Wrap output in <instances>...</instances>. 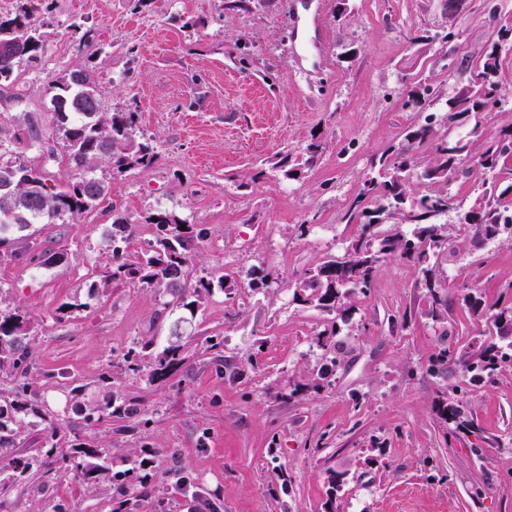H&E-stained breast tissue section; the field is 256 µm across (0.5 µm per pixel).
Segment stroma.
Returning a JSON list of instances; mask_svg holds the SVG:
<instances>
[{
  "label": "stroma",
  "instance_id": "1",
  "mask_svg": "<svg viewBox=\"0 0 512 512\" xmlns=\"http://www.w3.org/2000/svg\"><path fill=\"white\" fill-rule=\"evenodd\" d=\"M37 8L47 32L38 61L0 81V132L22 137L0 156L65 182L44 86L88 66L104 111L136 112L138 136L160 158L120 176L99 162L96 176L112 187L101 206L30 227L35 244L63 253L61 263L37 267L0 248V299L27 322L29 380L47 397L17 452L36 455L51 425L58 447L111 445L113 470L149 459V496L126 502L116 487L91 489L37 464L0 493V512H187L178 488L186 471L221 512H512V373L475 387L464 417L478 432L448 440L439 403L459 377L428 370L443 346L504 345L491 315L468 311L452 287L448 322L437 323L412 264L384 259L340 322V363L317 389L316 334L329 316L294 298L306 269L343 254L357 235L345 204L370 177L372 157L414 119L401 107L403 75L438 91L427 109L446 124V98L472 75L466 60L493 25L512 24V0H470L454 15L441 0H264L246 11L225 0H39ZM449 30L458 47L450 56L441 42ZM313 142L321 156L309 168ZM116 211L135 224L171 212L204 228L193 274L213 289L194 314L167 311L151 288H91L92 270L112 261ZM305 222L322 227L320 240L301 233ZM456 237L455 255L437 260L440 274L465 269L485 304L512 305L501 286L512 277V243H478L460 229ZM262 270L273 274L270 286ZM149 339L157 351L179 345L184 357L157 381ZM210 339L222 351L207 350ZM108 391L111 422H86L83 407ZM133 399L145 412L135 428L124 412ZM31 483L44 484L41 500L30 498Z\"/></svg>",
  "mask_w": 512,
  "mask_h": 512
}]
</instances>
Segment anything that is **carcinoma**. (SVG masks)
<instances>
[{"label": "carcinoma", "mask_w": 512, "mask_h": 512, "mask_svg": "<svg viewBox=\"0 0 512 512\" xmlns=\"http://www.w3.org/2000/svg\"><path fill=\"white\" fill-rule=\"evenodd\" d=\"M43 27L25 4L14 14L0 17V79L9 77L19 61L38 60L46 36ZM507 46L512 47V25L493 26L470 80L455 84L454 93L447 100L448 122H472L471 133L476 134L479 118L491 113L489 106H501L502 85L484 79L483 73L500 71L502 51ZM424 89L425 85L413 83L402 108L420 115L425 106L420 99ZM47 90L52 93L51 101L63 129L66 160L74 177L59 189L46 184L48 174L41 168L17 159L12 163L0 161V246L9 242L7 233L14 228L53 224L65 216L79 220L100 206L111 187L93 174L98 160H107L114 175L148 168L159 160L160 153L154 146L135 141L137 113L102 111L93 70L81 69L59 76L48 83ZM423 148L429 150V161L421 179L430 190L420 194L412 189L410 178L416 167L415 153ZM511 155L512 127L501 128L479 154L470 156L464 139H454L449 133L426 125L424 119L413 122L401 140L371 160L379 178L364 180L348 203L346 217L359 225L358 235L342 255L327 257L306 270L295 284V298L343 316L352 309V296L364 295L372 288L383 258L398 255L418 269V284L426 289L431 300L433 318L440 323L447 321L448 297L440 294L443 285L431 258L453 252V232L449 225L438 224L436 220L459 210L464 217L461 224L474 239L512 242V223L505 218L512 212V184L502 190L493 188V196H479L465 210L448 186L459 176L472 177L473 163L487 176ZM144 221L157 227L155 248L135 255L114 246L112 264L93 271L90 288L138 283L171 296L165 302L168 307L194 310L211 294L210 281L190 276L196 243L203 237V230L167 212L151 214ZM492 307L496 308L494 322L498 323L500 334L512 337V329L502 326L504 322L512 324V306L494 303ZM335 335L336 325L324 324L317 333V347L326 353L336 351V342L332 340ZM24 336V317L0 308V370H18L25 364ZM181 362V347L168 346L151 355V377H162ZM507 367L512 368V352L495 344L467 354L445 346L433 355L430 372L439 374L454 369L460 376V385L441 398L439 407L440 416L449 424L447 438L455 437L453 424L462 414L468 387ZM21 395L20 399L0 404V474L7 471L16 482L31 469L33 460L12 455V448L16 447L19 429L32 410L31 400L42 398L27 383L22 385ZM113 414L110 397L94 404L88 412L101 423L111 420ZM54 441L52 429L44 437L47 466L51 469L64 475L74 473L94 488L120 481L124 493L136 494L137 487L128 481L131 470L114 472L109 466L111 449L79 442L57 455ZM180 491L195 503L190 512H220L217 504L201 498L192 478H180Z\"/></svg>", "instance_id": "carcinoma-1"}]
</instances>
